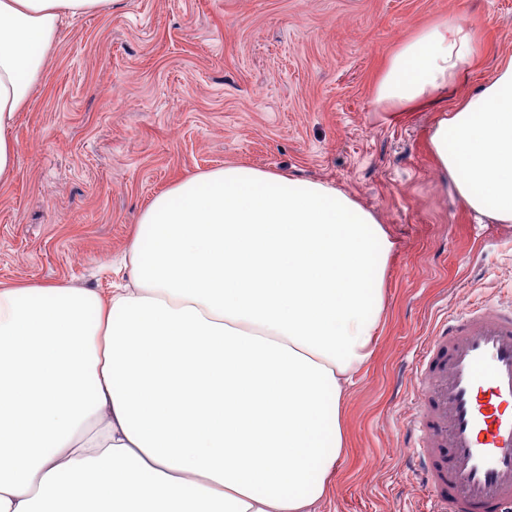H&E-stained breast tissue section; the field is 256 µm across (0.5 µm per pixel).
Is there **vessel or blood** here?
<instances>
[{
    "label": "vessel or blood",
    "instance_id": "b4317fda",
    "mask_svg": "<svg viewBox=\"0 0 512 512\" xmlns=\"http://www.w3.org/2000/svg\"><path fill=\"white\" fill-rule=\"evenodd\" d=\"M407 451L428 512H512V301L449 316L416 367Z\"/></svg>",
    "mask_w": 512,
    "mask_h": 512
}]
</instances>
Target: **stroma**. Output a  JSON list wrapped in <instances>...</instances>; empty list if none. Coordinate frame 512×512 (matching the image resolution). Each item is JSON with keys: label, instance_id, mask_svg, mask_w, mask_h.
<instances>
[{"label": "stroma", "instance_id": "35a3bbf8", "mask_svg": "<svg viewBox=\"0 0 512 512\" xmlns=\"http://www.w3.org/2000/svg\"><path fill=\"white\" fill-rule=\"evenodd\" d=\"M448 16L485 35L480 83L512 53V0H117L64 18L9 131L0 285L111 291L149 200L227 162L353 194L395 248L374 355L346 407L348 453L318 512H427L404 447L416 357L454 311L512 299V224L479 221L441 177L436 111L393 121L372 104L382 60Z\"/></svg>", "mask_w": 512, "mask_h": 512}]
</instances>
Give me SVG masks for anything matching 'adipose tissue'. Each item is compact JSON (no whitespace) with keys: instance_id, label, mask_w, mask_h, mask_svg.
<instances>
[{"instance_id":"1","label":"adipose tissue","mask_w":512,"mask_h":512,"mask_svg":"<svg viewBox=\"0 0 512 512\" xmlns=\"http://www.w3.org/2000/svg\"><path fill=\"white\" fill-rule=\"evenodd\" d=\"M111 7L0 0V185L60 22ZM483 50L467 20L442 18L391 54L373 101L440 106L438 169L470 212L512 224V54L458 89ZM393 250L353 195L228 163L143 208L130 286L0 287V512H316Z\"/></svg>"}]
</instances>
